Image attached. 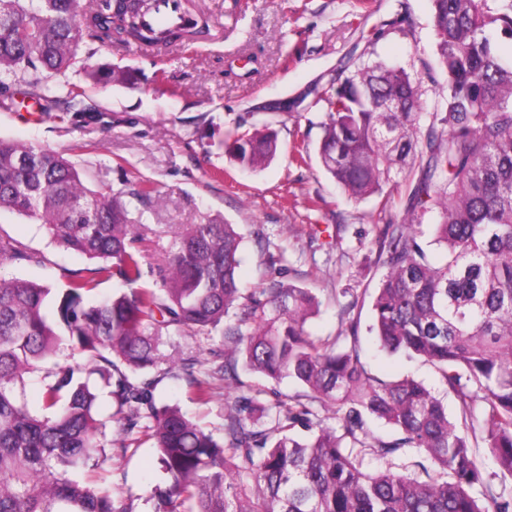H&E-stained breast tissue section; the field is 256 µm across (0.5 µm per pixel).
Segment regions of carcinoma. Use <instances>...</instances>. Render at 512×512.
Here are the masks:
<instances>
[{"label":"carcinoma","instance_id":"obj_1","mask_svg":"<svg viewBox=\"0 0 512 512\" xmlns=\"http://www.w3.org/2000/svg\"><path fill=\"white\" fill-rule=\"evenodd\" d=\"M435 54L446 80L436 110L419 123L420 92L404 68L362 64L325 87L319 161L356 201L392 207L407 185L404 219L376 225L372 246L383 269L371 294L370 333L390 355L423 358L457 400L459 420L423 382L382 380L362 364L359 324L314 336L319 302L311 289L271 279L244 292L242 237L220 218L171 232L156 270L161 288H121L98 300L101 284L143 276L146 227L134 223L123 192L88 186L80 168L46 146L0 139V211L42 225L61 246L99 266L68 277L61 292L0 277V512H132L94 473L108 459L107 425L153 441L167 477L158 512H512V0H430ZM112 16V2L0 0V90L30 69L51 79L70 72L104 85L127 82L116 67L80 64L83 38L116 47L158 48L184 30L145 33L139 18ZM272 132L234 136L241 167L267 166ZM435 214L430 240L423 221ZM0 235V267L29 261ZM220 329L224 364L210 377L180 371L201 401L212 380L235 376L238 361L268 380H293L306 397L332 405L340 428L322 424L296 397L257 388L225 403L224 442L155 390L175 375L163 336ZM80 356L83 363L70 362ZM116 411L104 417L90 377ZM41 385L30 409L27 379ZM392 427L385 440L370 421ZM308 435L297 437L296 425ZM482 428L497 472L485 477L469 431ZM416 449L418 474L369 472L365 456L391 459Z\"/></svg>","mask_w":512,"mask_h":512}]
</instances>
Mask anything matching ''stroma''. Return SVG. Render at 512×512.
<instances>
[{"instance_id":"35a3bbf8","label":"stroma","mask_w":512,"mask_h":512,"mask_svg":"<svg viewBox=\"0 0 512 512\" xmlns=\"http://www.w3.org/2000/svg\"><path fill=\"white\" fill-rule=\"evenodd\" d=\"M192 2L211 23L208 38L173 44L159 58L132 44L110 48L83 40L80 57L127 67L128 84L103 87L71 74L85 89L86 112L78 122L62 89L51 109L40 112L34 95L48 80L44 72H29L11 93L0 94V138L62 151L92 184L127 192L131 212L148 228L208 217L234 224L242 237L243 288L262 287L275 276L310 288L320 302L310 322L314 335L335 336L359 322L361 359L373 375L414 377L456 414V398L433 366L379 352L367 331L364 293L381 274L372 246L379 212L376 201L347 199L322 169L320 104L311 95L294 111L274 109L308 87L343 82L357 64L382 61L410 72L423 90L422 112L434 111L435 86L445 76L434 53L430 0ZM252 127L275 131L279 143L275 159L255 172L241 170L227 149L234 129ZM301 144L310 155L302 165L293 159ZM146 181L155 192L142 200L134 192ZM0 234L36 257L1 267L0 275L60 289L68 275L92 266L54 242L42 225L17 215L0 214ZM271 253L282 258L273 269L266 264ZM222 350L217 335L174 333L164 346L176 362L193 359L208 368ZM213 388L202 403L185 378L170 377L156 394L220 439L227 393L222 381ZM105 468L107 485L132 512H155V490L166 479L151 442L113 457Z\"/></svg>"}]
</instances>
